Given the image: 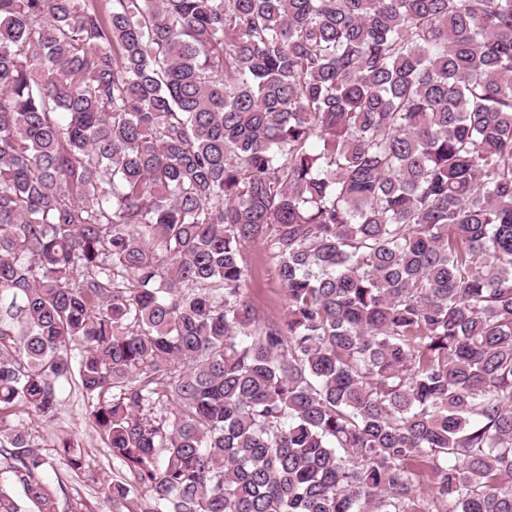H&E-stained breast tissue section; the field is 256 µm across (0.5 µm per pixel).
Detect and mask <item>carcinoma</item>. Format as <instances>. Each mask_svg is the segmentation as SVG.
<instances>
[{"mask_svg": "<svg viewBox=\"0 0 512 512\" xmlns=\"http://www.w3.org/2000/svg\"><path fill=\"white\" fill-rule=\"evenodd\" d=\"M70 380L116 512H512V0H0L37 512L15 417ZM245 253L254 267L253 278L246 287L250 301L268 313H281L284 293L271 265L265 260L260 247L255 244L247 246Z\"/></svg>", "mask_w": 512, "mask_h": 512, "instance_id": "carcinoma-1", "label": "carcinoma"}]
</instances>
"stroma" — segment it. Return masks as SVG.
<instances>
[{"label": "stroma", "instance_id": "stroma-1", "mask_svg": "<svg viewBox=\"0 0 512 512\" xmlns=\"http://www.w3.org/2000/svg\"><path fill=\"white\" fill-rule=\"evenodd\" d=\"M245 253L254 267L253 278L246 288L250 301L266 312L281 313L284 293L271 265L257 245L247 246ZM56 394L59 406L53 417L45 420L24 412L19 415L32 446L47 460L39 477L55 493L56 512H110L111 505L102 485L72 471L57 443L62 438L72 439L78 454L101 476L122 474L123 467L92 428L87 414V398L77 385L57 384Z\"/></svg>", "mask_w": 512, "mask_h": 512}]
</instances>
